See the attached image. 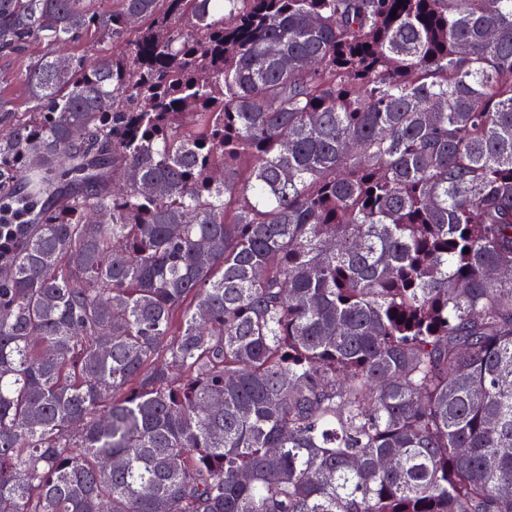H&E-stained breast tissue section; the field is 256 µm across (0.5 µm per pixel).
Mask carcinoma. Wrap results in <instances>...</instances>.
I'll list each match as a JSON object with an SVG mask.
<instances>
[{
	"mask_svg": "<svg viewBox=\"0 0 512 512\" xmlns=\"http://www.w3.org/2000/svg\"><path fill=\"white\" fill-rule=\"evenodd\" d=\"M99 2L0 0L112 44L0 94V512H512V0Z\"/></svg>",
	"mask_w": 512,
	"mask_h": 512,
	"instance_id": "1",
	"label": "carcinoma"
}]
</instances>
